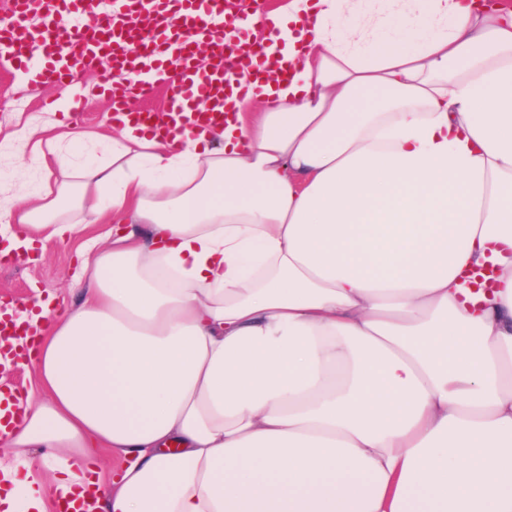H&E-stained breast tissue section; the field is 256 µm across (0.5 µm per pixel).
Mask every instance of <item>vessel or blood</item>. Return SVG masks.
I'll use <instances>...</instances> for the list:
<instances>
[{
    "mask_svg": "<svg viewBox=\"0 0 512 512\" xmlns=\"http://www.w3.org/2000/svg\"><path fill=\"white\" fill-rule=\"evenodd\" d=\"M118 12L92 26L86 0H11L7 22L0 26V53L29 75V86L70 83L76 72L98 66L110 56L113 73L103 85L114 115L130 114L152 125L150 112H130L134 99L148 101L164 93L165 130L176 133L222 123L248 85L230 84L225 76H259L269 67L287 74L290 63L267 55L250 43L251 25L261 23L268 39L280 29L268 22L262 0L248 13L236 11L231 0H100ZM211 46L207 63L197 61L194 36Z\"/></svg>",
    "mask_w": 512,
    "mask_h": 512,
    "instance_id": "1",
    "label": "vessel or blood"
}]
</instances>
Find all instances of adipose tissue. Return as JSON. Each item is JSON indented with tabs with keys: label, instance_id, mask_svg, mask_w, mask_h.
<instances>
[{
	"label": "adipose tissue",
	"instance_id": "ef3b65f1",
	"mask_svg": "<svg viewBox=\"0 0 512 512\" xmlns=\"http://www.w3.org/2000/svg\"><path fill=\"white\" fill-rule=\"evenodd\" d=\"M287 78L166 138L52 117L0 146L68 182L0 198L28 240L87 209L78 307L34 301L6 512H512V9L282 0ZM33 448L64 454L35 476ZM108 448L110 480L86 474Z\"/></svg>",
	"mask_w": 512,
	"mask_h": 512
}]
</instances>
